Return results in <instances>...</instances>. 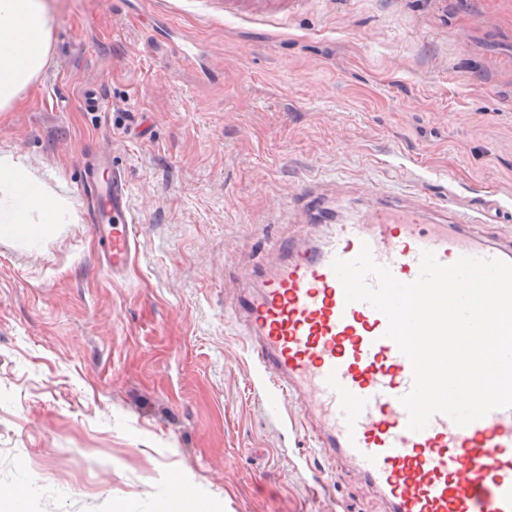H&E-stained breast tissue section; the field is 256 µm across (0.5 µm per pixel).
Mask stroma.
<instances>
[{"label":"stroma","instance_id":"stroma-1","mask_svg":"<svg viewBox=\"0 0 512 512\" xmlns=\"http://www.w3.org/2000/svg\"><path fill=\"white\" fill-rule=\"evenodd\" d=\"M47 63L0 112L79 220L0 240V490L24 512H389L319 427L272 413L229 312L279 256L386 205L512 239V0H52ZM100 101L85 107L86 95ZM128 188L107 264L85 159Z\"/></svg>","mask_w":512,"mask_h":512}]
</instances>
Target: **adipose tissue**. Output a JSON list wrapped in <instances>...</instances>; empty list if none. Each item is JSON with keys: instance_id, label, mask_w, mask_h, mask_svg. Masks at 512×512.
Instances as JSON below:
<instances>
[{"instance_id": "obj_1", "label": "adipose tissue", "mask_w": 512, "mask_h": 512, "mask_svg": "<svg viewBox=\"0 0 512 512\" xmlns=\"http://www.w3.org/2000/svg\"><path fill=\"white\" fill-rule=\"evenodd\" d=\"M51 17L46 0H0V112L9 109L47 63ZM10 188L0 202V239L39 241L52 224H73L74 208L51 196L45 185L11 157H0V184ZM38 211L41 220L27 216Z\"/></svg>"}]
</instances>
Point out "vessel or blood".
Returning a JSON list of instances; mask_svg holds the SVG:
<instances>
[{
	"instance_id": "vessel-or-blood-1",
	"label": "vessel or blood",
	"mask_w": 512,
	"mask_h": 512,
	"mask_svg": "<svg viewBox=\"0 0 512 512\" xmlns=\"http://www.w3.org/2000/svg\"><path fill=\"white\" fill-rule=\"evenodd\" d=\"M83 180L101 202L95 224L122 223L106 243L113 271L130 262L133 226L123 223L127 186ZM468 213L427 224L419 211L385 206L331 225L315 243H277L281 260L246 298L236 322L268 377L270 405L301 401L321 422L323 453L349 458L389 501L392 512H512V410L497 409L467 426L437 415L422 431L407 427L400 399L413 383L412 366L385 338L386 317L364 302L346 303L331 268L369 244L375 260L400 281L419 274L422 251L449 264L460 256L512 262V245L479 242L460 232Z\"/></svg>"
}]
</instances>
